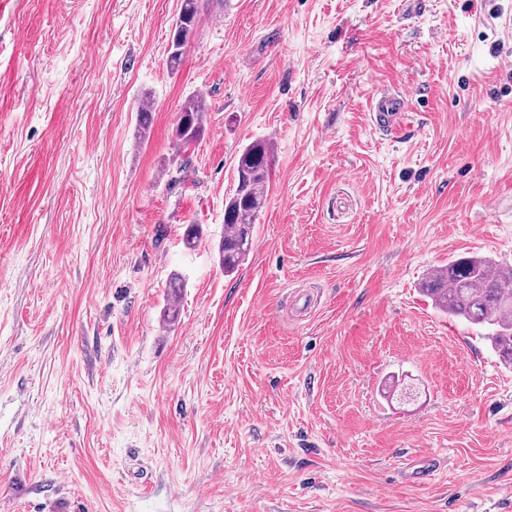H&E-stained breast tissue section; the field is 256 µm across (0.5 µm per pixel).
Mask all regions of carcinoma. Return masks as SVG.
I'll list each match as a JSON object with an SVG mask.
<instances>
[{"instance_id":"obj_1","label":"carcinoma","mask_w":512,"mask_h":512,"mask_svg":"<svg viewBox=\"0 0 512 512\" xmlns=\"http://www.w3.org/2000/svg\"><path fill=\"white\" fill-rule=\"evenodd\" d=\"M204 10L203 0H180L173 46L167 57L170 69L182 61L183 47ZM207 106L200 96L187 99L181 109L175 144L187 148L202 135ZM270 144L253 142L242 149L237 160V183L224 206V235L217 258L224 275L236 273L249 257L254 244L255 222L265 204L271 175ZM494 263L478 256L448 262L422 283V291L435 308L485 330L483 339L500 359L512 365V275L493 273Z\"/></svg>"}]
</instances>
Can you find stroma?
<instances>
[{"label":"stroma","instance_id":"stroma-1","mask_svg":"<svg viewBox=\"0 0 512 512\" xmlns=\"http://www.w3.org/2000/svg\"><path fill=\"white\" fill-rule=\"evenodd\" d=\"M179 4L0 0V512H512V368L419 290L512 263V0H208L172 71ZM407 100L404 94L382 90L371 99L370 112L374 125L398 137L408 126ZM207 106L200 96L187 99L181 109L174 136L179 148H188L202 135L206 121ZM270 144L253 142L242 149L237 160V183L224 206V235L217 258L224 275L236 273L249 257L254 244L255 222L265 204L271 175Z\"/></svg>","mask_w":512,"mask_h":512}]
</instances>
